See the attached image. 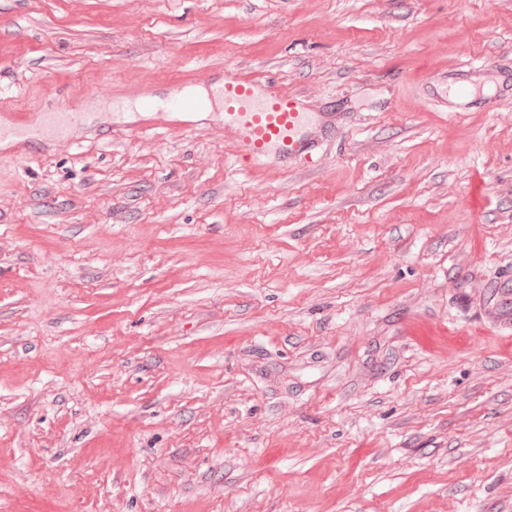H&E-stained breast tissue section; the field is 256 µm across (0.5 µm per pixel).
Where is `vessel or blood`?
<instances>
[{"instance_id":"obj_1","label":"vessel or blood","mask_w":512,"mask_h":512,"mask_svg":"<svg viewBox=\"0 0 512 512\" xmlns=\"http://www.w3.org/2000/svg\"><path fill=\"white\" fill-rule=\"evenodd\" d=\"M137 105L145 111L166 116L224 109V126L236 140L235 158L239 167L248 169L275 156L280 160L311 157L314 143L305 135L306 115L298 97L272 92L266 83L245 79L235 73L224 75L222 83L200 95L185 83L173 85L164 103H156L148 94H140ZM90 112H48L41 128L43 136L68 141L76 123L92 124ZM29 136L27 115L13 113L11 121H0V140L25 141Z\"/></svg>"}]
</instances>
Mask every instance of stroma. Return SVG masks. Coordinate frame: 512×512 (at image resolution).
<instances>
[{
    "label": "stroma",
    "mask_w": 512,
    "mask_h": 512,
    "mask_svg": "<svg viewBox=\"0 0 512 512\" xmlns=\"http://www.w3.org/2000/svg\"><path fill=\"white\" fill-rule=\"evenodd\" d=\"M227 71L313 161L96 95ZM59 102L0 146V512H512V0H0V113ZM44 122L41 128L42 135L55 141L69 142V133L71 127L81 122L91 125L94 121V115L91 112H46L43 114Z\"/></svg>",
    "instance_id": "35a3bbf8"
}]
</instances>
